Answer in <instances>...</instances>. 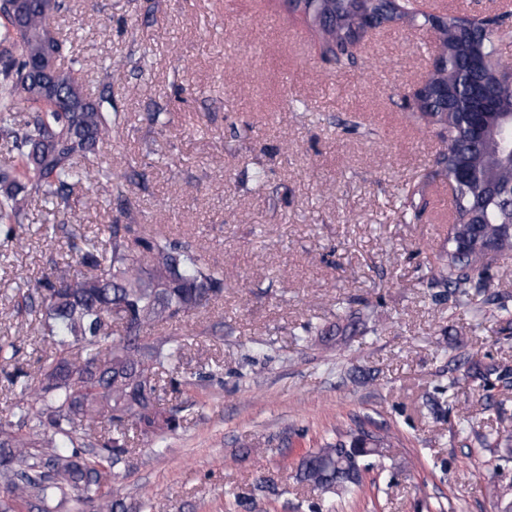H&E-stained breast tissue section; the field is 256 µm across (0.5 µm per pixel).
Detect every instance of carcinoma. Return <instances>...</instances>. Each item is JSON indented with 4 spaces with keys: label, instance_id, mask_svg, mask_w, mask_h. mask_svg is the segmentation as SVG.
Instances as JSON below:
<instances>
[{
    "label": "carcinoma",
    "instance_id": "obj_1",
    "mask_svg": "<svg viewBox=\"0 0 512 512\" xmlns=\"http://www.w3.org/2000/svg\"><path fill=\"white\" fill-rule=\"evenodd\" d=\"M65 0H0L9 25L0 28V135L24 163L18 173L0 165V226L6 240L23 246L13 225L22 224L35 199L59 212L91 208L98 196L77 195L85 184L106 192L112 172L82 164L112 138L122 122L112 111L110 83L92 97L69 69H37L47 52V30ZM293 13L318 35L323 53L338 66L354 62L351 52L380 28L409 23L429 28L438 57L419 87L415 113L438 130L444 148L434 174L448 180L453 221L448 246L430 268L435 284L472 302L490 255L512 252V81L500 70L499 42L505 33L495 19L454 11L419 15L412 0H296ZM42 102L31 120L16 122L18 108ZM103 252H83L78 264L45 276L28 295L37 309L50 355L17 393L20 427L0 418V512H22L32 501L39 512H59L76 495L89 512H127L118 490H106L111 471L128 450L130 434L162 439L179 421L160 404V381L179 357L176 336H147L144 330L197 312L224 293V269L209 263L188 241L144 224H106ZM370 311L348 310L329 326H308L317 336L366 328ZM101 451L86 455L94 428ZM384 442L365 432L326 442L300 460L298 478L314 491L336 496L358 486L365 458Z\"/></svg>",
    "mask_w": 512,
    "mask_h": 512
}]
</instances>
